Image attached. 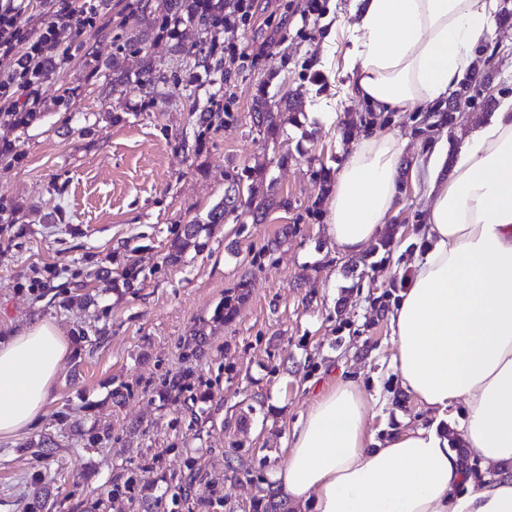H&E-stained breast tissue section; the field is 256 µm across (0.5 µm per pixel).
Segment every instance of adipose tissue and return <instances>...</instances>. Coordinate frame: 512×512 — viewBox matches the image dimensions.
I'll list each match as a JSON object with an SVG mask.
<instances>
[{
  "label": "adipose tissue",
  "mask_w": 512,
  "mask_h": 512,
  "mask_svg": "<svg viewBox=\"0 0 512 512\" xmlns=\"http://www.w3.org/2000/svg\"><path fill=\"white\" fill-rule=\"evenodd\" d=\"M495 0H356L347 58L354 92L379 113L455 91L493 31ZM408 144L361 135L333 184L323 231L347 256L377 244L399 197ZM432 153L430 201L411 270L389 312L390 368L431 420L377 437L362 378L319 394L288 434L275 489L306 512H512V95L466 138L451 174ZM69 343L50 320L0 339V438L42 414ZM487 474L468 476L449 435Z\"/></svg>",
  "instance_id": "adipose-tissue-1"
}]
</instances>
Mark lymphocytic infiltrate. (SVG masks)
<instances>
[{
	"instance_id": "obj_1",
	"label": "lymphocytic infiltrate",
	"mask_w": 512,
	"mask_h": 512,
	"mask_svg": "<svg viewBox=\"0 0 512 512\" xmlns=\"http://www.w3.org/2000/svg\"><path fill=\"white\" fill-rule=\"evenodd\" d=\"M104 0H54L50 18L31 33L29 0H0V113L21 112L37 95L50 70L70 57L61 32L93 26Z\"/></svg>"
}]
</instances>
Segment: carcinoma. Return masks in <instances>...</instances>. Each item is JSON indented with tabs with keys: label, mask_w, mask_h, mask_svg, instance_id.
<instances>
[{
	"label": "carcinoma",
	"mask_w": 512,
	"mask_h": 512,
	"mask_svg": "<svg viewBox=\"0 0 512 512\" xmlns=\"http://www.w3.org/2000/svg\"><path fill=\"white\" fill-rule=\"evenodd\" d=\"M129 7L139 15L143 27L127 38L128 44L138 46L150 37H165L173 42L177 53L193 62V67L206 72L220 69L222 58L219 56L217 43L202 38L187 47L181 42V27L191 25L207 34L224 26L226 0H157L155 4L151 0H133ZM112 74L118 80L133 82L143 96L151 100L154 99L157 85L168 81V76L150 59L145 60L141 70L132 77L115 68L112 69ZM252 109L259 131L272 140H277L281 129L280 113L271 109L263 94L253 99ZM240 184L241 178H233L224 190V197L208 212L205 220L184 225L182 233L170 246L171 259H179L190 247L198 253L204 251L208 241L201 239V232L214 224L224 223V218L229 215L242 211L252 214L255 220L265 215L272 203H257L252 198L242 199ZM135 481L136 472L128 470L125 480L117 479L112 482L110 498L114 501L120 499Z\"/></svg>",
	"instance_id": "obj_1"
}]
</instances>
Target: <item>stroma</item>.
<instances>
[{"label":"stroma","mask_w":512,"mask_h":512,"mask_svg":"<svg viewBox=\"0 0 512 512\" xmlns=\"http://www.w3.org/2000/svg\"><path fill=\"white\" fill-rule=\"evenodd\" d=\"M352 5L325 0V14L305 21L302 0H253L248 21L229 16L214 34L228 49L221 70L190 83L166 40L126 46L139 18L127 0H106L94 28L62 33L78 47L48 74L36 119L0 118V336L50 319L71 342L44 415L0 439V512H31L37 492L44 512H262L272 471L289 460V430L349 376L384 402L371 429L421 420L389 368L395 341L377 304L408 269L379 250L375 270L347 273L323 232V185L361 133L399 130L409 143L386 222L412 254L429 204L419 187L427 151L456 155L512 94V18L496 19L476 51L486 96L448 126L426 123L421 108L377 116L354 93L344 69ZM147 58L169 76L152 101L112 80L113 65L134 73ZM260 94L275 105L300 98L278 140L253 124ZM202 110L220 122L200 127ZM236 175L256 200L274 199L265 220L216 225L203 252L171 260V241ZM242 282L244 301L225 313ZM95 327L105 340L94 349L79 336ZM91 428L102 436L92 450ZM47 438L51 453L35 456ZM127 468L138 481L111 501Z\"/></svg>","instance_id":"1"}]
</instances>
